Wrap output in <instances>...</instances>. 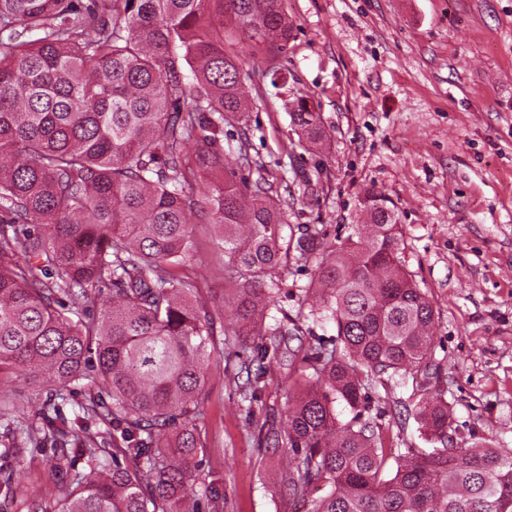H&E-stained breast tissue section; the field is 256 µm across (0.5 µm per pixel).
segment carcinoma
I'll return each mask as SVG.
<instances>
[{"instance_id":"cac0c4a2","label":"carcinoma","mask_w":512,"mask_h":512,"mask_svg":"<svg viewBox=\"0 0 512 512\" xmlns=\"http://www.w3.org/2000/svg\"><path fill=\"white\" fill-rule=\"evenodd\" d=\"M284 0H0V419L22 456L43 428L8 394L19 378L57 387L38 415L51 430L52 485L0 483L14 512H195L191 489L205 449L194 420L214 350L216 317L198 288L174 275L193 224L213 225L224 248L233 324L282 351L301 390L273 449L293 456L280 479L304 496L328 492L311 512H512V451L448 444V402L418 384L416 419L441 443L406 454L378 425L342 421L369 390L430 379L434 310L401 263L403 236L388 198L365 195L364 238L333 246L315 228L284 240L288 203L265 178L236 180L218 145L245 124L238 59L224 51L212 12L250 37L285 49ZM200 91L188 97L183 64ZM299 139H324L320 113L297 96ZM302 288L336 338L299 356L298 321L275 305L278 280L298 263ZM112 282L99 316L90 308ZM98 395L65 428L57 400L75 388ZM112 425L100 448L86 423ZM82 468H76L77 464Z\"/></svg>"}]
</instances>
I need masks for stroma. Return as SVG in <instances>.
Segmentation results:
<instances>
[{"label": "stroma", "mask_w": 512, "mask_h": 512, "mask_svg": "<svg viewBox=\"0 0 512 512\" xmlns=\"http://www.w3.org/2000/svg\"><path fill=\"white\" fill-rule=\"evenodd\" d=\"M293 25L286 49L228 31L252 97L245 129L225 127L223 147L248 139V181L265 178L293 200L283 237L301 225L344 240L364 216L367 191L385 194L400 217L405 269L435 312L430 380L450 406L454 447L481 439L512 448V0H287ZM278 68L287 88L273 87ZM305 95L318 105L327 136L296 146L285 103ZM207 306L224 303V250L209 224L195 227L179 268ZM313 264L293 267L277 308L295 315ZM259 402L243 403L238 363L212 355L196 425L206 445L193 492L199 512H310L307 498L278 480L285 458L263 438L284 423L295 380L281 353L268 350ZM369 393L365 421L390 428L401 448L432 450L399 403ZM26 469L35 484L54 474L52 443L24 459L0 454V479Z\"/></svg>", "instance_id": "obj_1"}]
</instances>
